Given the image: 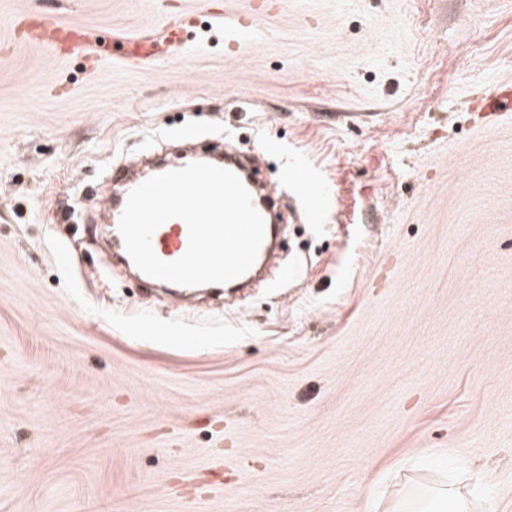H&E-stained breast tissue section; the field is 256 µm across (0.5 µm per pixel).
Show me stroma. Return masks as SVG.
I'll return each mask as SVG.
<instances>
[{"mask_svg":"<svg viewBox=\"0 0 512 512\" xmlns=\"http://www.w3.org/2000/svg\"><path fill=\"white\" fill-rule=\"evenodd\" d=\"M0 0V512H512V0ZM150 65L59 60L18 13ZM237 141L286 222L266 281L146 299L91 195L186 133ZM301 169L298 183L284 177ZM261 5L256 1L250 2L249 9L241 15L228 16L220 10L212 11V17L216 28L220 29L223 25L224 19V36L232 31L237 30V37L228 41L227 45H232L240 41L241 34L249 32L257 35L256 21L261 15L256 14L261 10ZM256 16V18H255ZM32 28L38 31L35 38L28 39L24 43L40 47L49 54L64 55L92 51L100 58L105 59L104 54L112 53L114 56L116 52H119L121 54L119 59L137 64L145 61L153 63L160 54L169 53L171 46L185 44L182 36L183 29L175 24L168 26L163 42L150 37L134 35L123 38L121 41H113L112 50L109 45L94 41L88 34L89 30L78 26L63 25L55 19H43L42 23ZM484 112L496 117L509 115L512 112V85L497 84L486 101Z\"/></svg>","mask_w":512,"mask_h":512,"instance_id":"1","label":"stroma"}]
</instances>
